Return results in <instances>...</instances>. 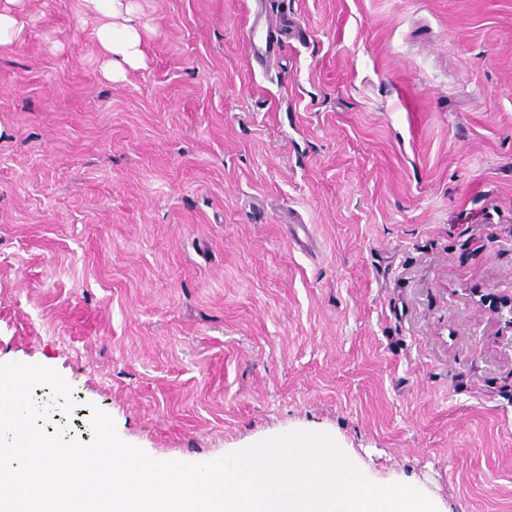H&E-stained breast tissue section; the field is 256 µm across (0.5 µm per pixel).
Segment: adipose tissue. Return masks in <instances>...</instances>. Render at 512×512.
<instances>
[{"label":"adipose tissue","instance_id":"obj_1","mask_svg":"<svg viewBox=\"0 0 512 512\" xmlns=\"http://www.w3.org/2000/svg\"><path fill=\"white\" fill-rule=\"evenodd\" d=\"M84 15L94 24L106 75L142 66L147 51L144 26L132 0H82Z\"/></svg>","mask_w":512,"mask_h":512}]
</instances>
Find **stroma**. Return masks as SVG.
I'll use <instances>...</instances> for the list:
<instances>
[{"instance_id":"1","label":"stroma","mask_w":512,"mask_h":512,"mask_svg":"<svg viewBox=\"0 0 512 512\" xmlns=\"http://www.w3.org/2000/svg\"><path fill=\"white\" fill-rule=\"evenodd\" d=\"M81 0L0 48V363L149 456L336 436L447 512H512V0ZM286 21L274 62L243 37ZM81 1L85 22L90 19L95 25L106 75L112 79V75L124 73V65L142 66L147 51L143 30L147 26L140 23L132 0Z\"/></svg>"}]
</instances>
